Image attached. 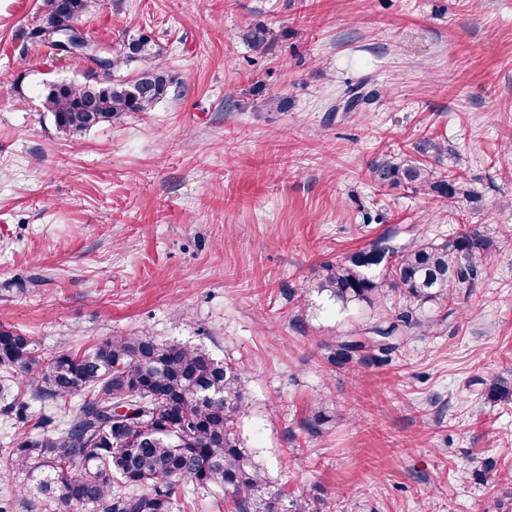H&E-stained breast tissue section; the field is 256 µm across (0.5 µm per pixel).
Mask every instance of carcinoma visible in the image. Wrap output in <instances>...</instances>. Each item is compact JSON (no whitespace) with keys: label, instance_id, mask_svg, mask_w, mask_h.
I'll return each mask as SVG.
<instances>
[{"label":"carcinoma","instance_id":"carcinoma-1","mask_svg":"<svg viewBox=\"0 0 512 512\" xmlns=\"http://www.w3.org/2000/svg\"><path fill=\"white\" fill-rule=\"evenodd\" d=\"M90 6L91 0H45L42 24L32 32L58 53L79 54L108 71L105 79L48 85L43 107L72 136L150 112L173 86L145 34L117 55L76 34H56L58 20L78 19ZM132 64L133 77L120 74ZM363 86L343 90L348 110L362 99ZM447 152V140L426 138L410 154L375 162L370 176L434 194L451 209L477 201L460 171L436 166ZM495 256V240L474 224L442 242L422 234L394 246L378 237L326 265L312 287L344 308L374 305L384 287L406 299L363 329L365 340L351 331L324 342L329 361L342 365L368 349L388 362L410 340L435 333L439 322L423 315L425 305L470 296ZM486 395L512 397V386L494 379ZM0 398V414L30 427L13 440L10 468L0 470V481L16 483V494L0 499V512H188L189 483L224 494L231 512H319L317 498L276 488L241 439L237 424L251 408L243 371L198 346L137 331L45 357L35 339L1 326ZM35 403L43 411L34 415ZM329 419L319 399L303 426L317 435Z\"/></svg>","mask_w":512,"mask_h":512}]
</instances>
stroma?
Returning a JSON list of instances; mask_svg holds the SVG:
<instances>
[{
  "label": "stroma",
  "mask_w": 512,
  "mask_h": 512,
  "mask_svg": "<svg viewBox=\"0 0 512 512\" xmlns=\"http://www.w3.org/2000/svg\"><path fill=\"white\" fill-rule=\"evenodd\" d=\"M43 12L0 0V325L48 356L146 329L236 364L245 444L323 512H498L512 399L483 384L512 381V0H96L85 35L113 53L151 36L174 85L78 138L42 94L95 66L33 38ZM360 80L357 108L336 110ZM427 136L480 212L372 181L371 161ZM466 224L497 242L470 301L427 305L437 334L391 361L330 365L328 337L403 300L341 308L308 285L323 264ZM328 412L326 400H317L314 403L311 414L303 422L305 430L314 435L319 434L322 431L323 425L330 421L331 416L328 415Z\"/></svg>",
  "instance_id": "obj_1"
}]
</instances>
